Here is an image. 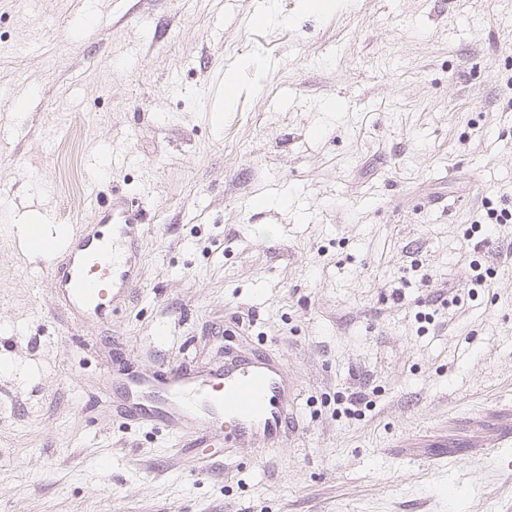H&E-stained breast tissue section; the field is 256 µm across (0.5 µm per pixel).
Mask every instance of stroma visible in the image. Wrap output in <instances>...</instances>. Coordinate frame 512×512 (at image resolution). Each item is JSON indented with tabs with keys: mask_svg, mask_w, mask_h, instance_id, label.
<instances>
[{
	"mask_svg": "<svg viewBox=\"0 0 512 512\" xmlns=\"http://www.w3.org/2000/svg\"><path fill=\"white\" fill-rule=\"evenodd\" d=\"M511 84L512 0H0V512H512V223L465 238L512 205ZM116 193L141 279L67 332L18 227ZM255 345L299 393L267 458L112 409Z\"/></svg>",
	"mask_w": 512,
	"mask_h": 512,
	"instance_id": "stroma-1",
	"label": "stroma"
}]
</instances>
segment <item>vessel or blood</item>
<instances>
[{"label":"vessel or blood","mask_w":512,"mask_h":512,"mask_svg":"<svg viewBox=\"0 0 512 512\" xmlns=\"http://www.w3.org/2000/svg\"><path fill=\"white\" fill-rule=\"evenodd\" d=\"M111 218L75 231L59 225L53 237L34 230L30 246L51 257L59 307L93 321L121 308L140 279L145 218L122 196ZM112 401L125 420L189 438L199 445L220 436L228 448L267 456L298 433V399L283 362L262 351L227 355L222 364L194 369L167 365L112 376Z\"/></svg>","instance_id":"1"}]
</instances>
